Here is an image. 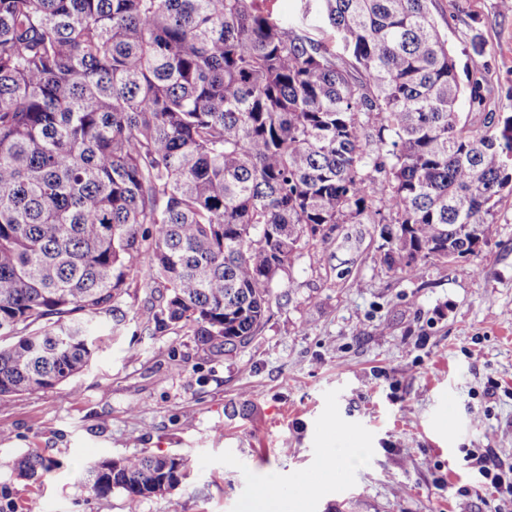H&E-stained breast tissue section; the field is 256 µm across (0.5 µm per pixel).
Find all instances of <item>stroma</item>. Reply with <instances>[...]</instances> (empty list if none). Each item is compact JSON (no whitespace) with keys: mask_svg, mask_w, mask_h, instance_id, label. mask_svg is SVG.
<instances>
[{"mask_svg":"<svg viewBox=\"0 0 512 512\" xmlns=\"http://www.w3.org/2000/svg\"><path fill=\"white\" fill-rule=\"evenodd\" d=\"M274 15L343 45L300 0ZM460 72L487 106L512 115V12L499 0H432ZM498 234L474 255L432 260L420 277L390 270L376 224H340L273 287L252 342L221 351L148 323V289L130 281L121 333L95 331L82 374L0 406V512L29 497L44 512H128L125 495L80 482L103 458L179 454V489L137 512H243L274 482L299 512H512L467 467L471 448L512 463V193ZM354 442L367 453L325 465ZM38 451L59 467L34 484L7 462Z\"/></svg>","mask_w":512,"mask_h":512,"instance_id":"stroma-1","label":"stroma"}]
</instances>
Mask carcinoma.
<instances>
[{"label": "carcinoma", "instance_id": "carcinoma-1", "mask_svg": "<svg viewBox=\"0 0 512 512\" xmlns=\"http://www.w3.org/2000/svg\"><path fill=\"white\" fill-rule=\"evenodd\" d=\"M313 1L344 52L262 0H0V405L86 371L131 274L158 328L235 347L338 224L381 225L408 277L498 234L512 116L461 125L485 96L431 0ZM187 466L104 459L82 481L133 510Z\"/></svg>", "mask_w": 512, "mask_h": 512}]
</instances>
